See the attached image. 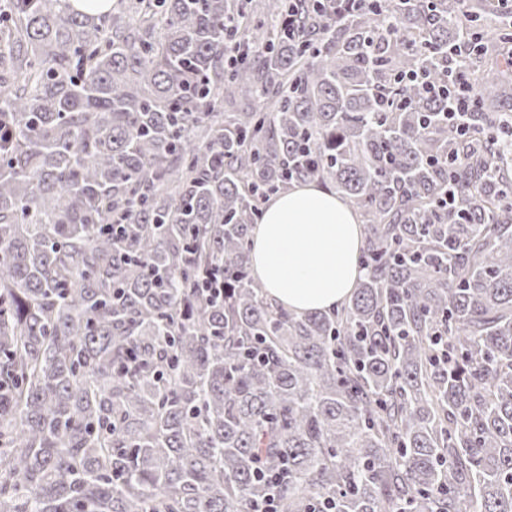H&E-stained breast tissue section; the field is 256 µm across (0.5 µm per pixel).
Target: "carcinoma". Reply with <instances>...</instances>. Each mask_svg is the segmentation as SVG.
I'll list each match as a JSON object with an SVG mask.
<instances>
[{"label":"carcinoma","instance_id":"obj_1","mask_svg":"<svg viewBox=\"0 0 512 512\" xmlns=\"http://www.w3.org/2000/svg\"><path fill=\"white\" fill-rule=\"evenodd\" d=\"M509 43L496 0H0V512H253L266 469L280 512H512ZM459 45L467 137L422 88ZM312 180L366 274L295 314L249 231Z\"/></svg>","mask_w":512,"mask_h":512}]
</instances>
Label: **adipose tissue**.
Returning a JSON list of instances; mask_svg holds the SVG:
<instances>
[{
    "instance_id": "adipose-tissue-1",
    "label": "adipose tissue",
    "mask_w": 512,
    "mask_h": 512,
    "mask_svg": "<svg viewBox=\"0 0 512 512\" xmlns=\"http://www.w3.org/2000/svg\"><path fill=\"white\" fill-rule=\"evenodd\" d=\"M252 268L268 298L295 313L327 311L353 293L365 272L358 215L315 183L273 197L253 225Z\"/></svg>"
}]
</instances>
